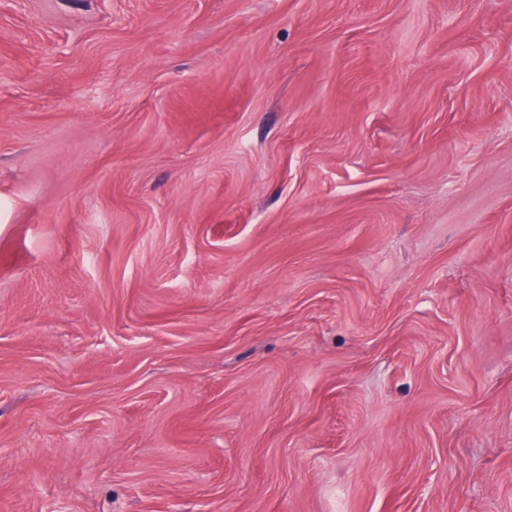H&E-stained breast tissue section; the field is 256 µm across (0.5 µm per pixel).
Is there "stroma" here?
Listing matches in <instances>:
<instances>
[{
  "mask_svg": "<svg viewBox=\"0 0 512 512\" xmlns=\"http://www.w3.org/2000/svg\"><path fill=\"white\" fill-rule=\"evenodd\" d=\"M0 512H512V0H0Z\"/></svg>",
  "mask_w": 512,
  "mask_h": 512,
  "instance_id": "35a3bbf8",
  "label": "stroma"
}]
</instances>
